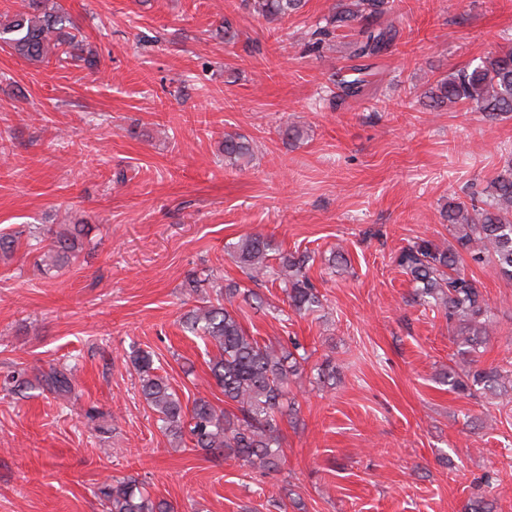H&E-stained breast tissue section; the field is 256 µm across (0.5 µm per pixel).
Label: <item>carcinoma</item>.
I'll use <instances>...</instances> for the list:
<instances>
[{
	"label": "carcinoma",
	"instance_id": "cac0c4a2",
	"mask_svg": "<svg viewBox=\"0 0 512 512\" xmlns=\"http://www.w3.org/2000/svg\"><path fill=\"white\" fill-rule=\"evenodd\" d=\"M255 17L267 22L282 21L305 6L304 0H242ZM390 0H337L325 25L312 32V45L319 50L334 48L338 32H355L346 42L348 59L357 77L342 82L344 95H365L364 66L361 62L377 57L391 42L396 30L384 21ZM0 43L29 62L55 60L60 64L82 57V40L65 9L57 0H28L27 10L0 21ZM422 104L431 112L449 105L472 106L489 120L512 113V45L465 66L429 84ZM224 163L232 167L248 164L254 155L253 144L239 136L224 135ZM489 201L483 205L451 202L445 220L453 230L455 244H438L418 238L403 247L396 256L397 266L415 285L413 301L443 312L448 327L458 337V354L470 356L484 347L494 334L492 307L465 268L491 264L512 280V168L490 182ZM79 232L66 229L56 234L45 260L58 266L79 250ZM270 243L262 236L249 234L233 246L235 263L251 281L268 279L279 282L288 307L298 315H310L322 308V295L308 275L314 258L280 257L278 265L270 261ZM241 289H220L213 300L195 307L181 318L183 330L212 345L210 374L224 395V402L235 411L228 412L205 397L185 407L167 380L156 373L153 355L137 350L131 363L139 375L141 392L154 410L160 428L179 442L189 440L191 449L205 454L222 453L249 467L263 470L280 468L284 457L280 418L295 411V403H284L291 383L301 377L303 364L311 355L261 342L248 333L238 319L235 302ZM472 367L459 373L448 368L442 382L450 390L468 396L507 393V371L498 365ZM46 389L59 400L72 394L73 381L66 369L50 368L44 374ZM106 512H175L165 500H153L133 477L113 479L99 488Z\"/></svg>",
	"mask_w": 512,
	"mask_h": 512
}]
</instances>
